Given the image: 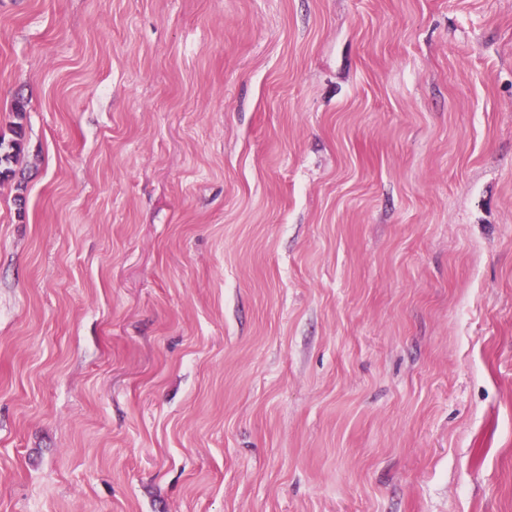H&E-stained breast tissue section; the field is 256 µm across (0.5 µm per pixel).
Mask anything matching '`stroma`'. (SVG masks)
Returning a JSON list of instances; mask_svg holds the SVG:
<instances>
[{"instance_id":"1","label":"stroma","mask_w":512,"mask_h":512,"mask_svg":"<svg viewBox=\"0 0 512 512\" xmlns=\"http://www.w3.org/2000/svg\"><path fill=\"white\" fill-rule=\"evenodd\" d=\"M0 512H512V0H0Z\"/></svg>"}]
</instances>
